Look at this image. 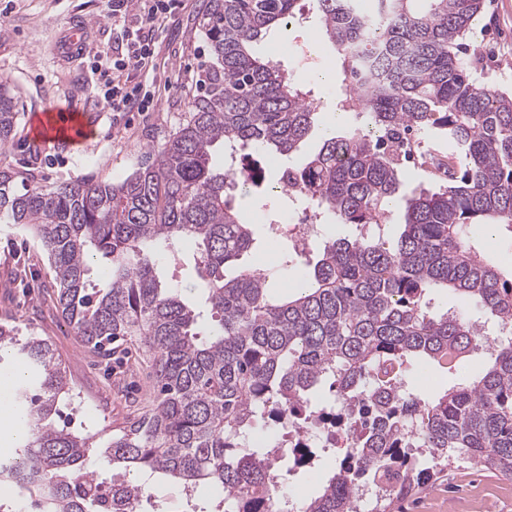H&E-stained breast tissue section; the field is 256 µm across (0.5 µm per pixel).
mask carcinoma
<instances>
[{"mask_svg":"<svg viewBox=\"0 0 512 512\" xmlns=\"http://www.w3.org/2000/svg\"><path fill=\"white\" fill-rule=\"evenodd\" d=\"M483 0H316V23L341 63L339 99L381 133L448 144L451 173L436 189L403 191L384 143L358 128L323 140L298 166L300 187L326 224L358 233L326 241L313 270L283 297L272 278L226 267L256 247L235 191L252 180L214 159L218 146L291 159L314 125L311 91L255 49L304 15V0H207L206 80L189 118L154 161L117 183L75 180L18 191L0 169V223L47 256L55 300L81 344L117 339L153 357L152 392L133 420L93 445L54 423L69 393L52 345L0 323V368L23 362L14 394L29 435L0 458V482L24 489L38 512H101L97 489L117 482L129 504L146 486L182 489L178 512H292L272 490L322 453L289 427L348 423L343 458L297 512H356L359 482L380 487L372 512L424 489L434 459L460 458L512 476V337L488 341L475 321L431 310L441 290L512 328V269L471 239L487 224L512 229V95L476 84L458 57ZM17 102L0 84V150L17 135ZM405 201L396 245L366 226ZM195 251L183 250L185 241ZM110 269L92 281L91 263ZM193 273L185 288L169 271ZM491 344L467 386L436 399L405 386L408 366L455 369ZM108 469L92 468V458ZM224 496L207 498L209 490Z\"/></svg>","mask_w":512,"mask_h":512,"instance_id":"cac0c4a2","label":"carcinoma"}]
</instances>
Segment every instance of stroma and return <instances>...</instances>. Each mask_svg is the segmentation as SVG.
<instances>
[{
	"mask_svg": "<svg viewBox=\"0 0 512 512\" xmlns=\"http://www.w3.org/2000/svg\"><path fill=\"white\" fill-rule=\"evenodd\" d=\"M107 0H0V80L19 101L18 134L0 150V167L29 174L30 185L52 187L73 180L118 182L138 169L149 151L161 148L189 110L188 86L202 75L207 40L202 27L205 0H183L168 18L160 41L154 81L162 92L153 111L115 117L102 107L99 89L85 58L62 60L54 45L74 26L87 25L90 46L115 47L124 32L106 18ZM278 39L299 53L304 64L297 81L320 100L318 127L303 154L321 143L323 127L336 109L340 81L320 79L323 48L312 29L291 25ZM461 58L480 84L512 94V0H484L476 28L464 39ZM176 80L172 90L166 81ZM66 107L89 117L93 134L82 145H45L30 135L36 112ZM251 265L277 258V293L287 291L295 271L316 260H286L288 241L264 223L256 224ZM8 319L21 335L47 339L64 365L70 396L85 401L81 434L107 436L139 408L149 394L148 367L137 347L123 344L108 358L88 354L55 307L53 275L30 237L0 229V321ZM391 512H512V477L478 470L461 461L439 467L427 488L394 499Z\"/></svg>",
	"mask_w": 512,
	"mask_h": 512,
	"instance_id": "1",
	"label": "stroma"
}]
</instances>
